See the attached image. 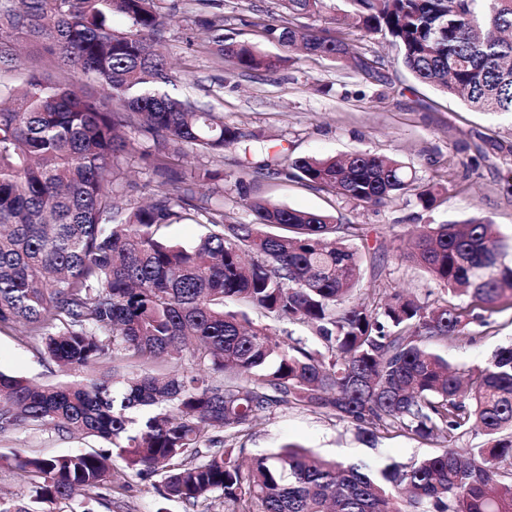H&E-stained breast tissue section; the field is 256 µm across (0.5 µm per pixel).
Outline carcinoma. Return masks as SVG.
<instances>
[{
	"label": "carcinoma",
	"mask_w": 512,
	"mask_h": 512,
	"mask_svg": "<svg viewBox=\"0 0 512 512\" xmlns=\"http://www.w3.org/2000/svg\"><path fill=\"white\" fill-rule=\"evenodd\" d=\"M340 19L397 48L419 82L474 112L512 116V0H347ZM290 17L318 14L323 0H282ZM125 19L116 30L114 17ZM224 18L203 20L214 54L238 69L275 68L282 57L224 40ZM167 22L157 0H0V68L23 71L0 85V331L59 365L106 359L136 366L176 361L180 373L120 375L37 385L0 371V434L29 427L94 437L107 447L0 460L31 477L30 495L0 498V512L113 486L112 455L163 477L164 498L193 507L215 497L225 512H512V345L460 375L433 348L470 338V325L512 308V243L487 218L426 225L403 257L444 287L428 305L398 292L353 304L361 256L346 236L359 228L333 215L257 199L254 219L224 223V208L195 203L194 185L224 170L169 178L170 156H217L249 137L210 108L171 96L158 50ZM269 39L336 60L346 43L311 29L270 24ZM57 62L51 80L27 64L17 39ZM92 80L102 94L91 96ZM134 127L153 141L141 161L162 181L149 201L114 194L115 160ZM261 168L327 185L366 205L436 199L405 163L366 152L302 157ZM183 221L208 232L186 247L161 234ZM460 296L468 303L455 302ZM306 326L280 343L242 308ZM295 405L355 424L365 434L460 439L411 464L378 472L284 443L245 464L235 439L257 419ZM228 436L199 460L209 431Z\"/></svg>",
	"instance_id": "obj_1"
}]
</instances>
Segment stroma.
I'll list each match as a JSON object with an SVG mask.
<instances>
[{"mask_svg": "<svg viewBox=\"0 0 512 512\" xmlns=\"http://www.w3.org/2000/svg\"><path fill=\"white\" fill-rule=\"evenodd\" d=\"M167 17L163 51L174 82L171 96H188L222 113L227 125L252 135L255 146L284 158L326 157L357 151L384 155L413 166L423 184L433 186L432 208L415 196L402 195L382 205H357L333 190L295 178L249 175L245 186L234 180L246 157L241 148L225 149L216 158L187 153L172 167L183 179L209 163L226 174L224 192L213 202L224 205L230 224L248 223L250 200L262 198L303 211L325 212L338 223L356 224L354 241L362 255V279L357 301L373 294L404 292L420 300L440 296L439 285L419 268L402 259L409 235L426 224L463 221L486 216L504 235L512 234V120L474 112L459 99L418 83L403 67L387 39L364 36L353 27L337 24L347 0H325L319 15L297 19L300 27L327 29L343 38L356 61H332L303 55L296 62L272 70L242 71L228 60H217L199 19L220 14L228 41H245L267 55L284 54L269 40L265 26L280 18L281 0H158ZM369 72H362L360 62ZM119 193L123 202H140L159 183L139 159H119ZM469 342H434V349L455 367L465 370L484 364L498 347L512 343V309L492 314L487 325L473 326ZM0 371L48 384H67L111 374V361L67 371L44 359L34 343L20 341L13 332L0 331ZM294 442L329 459L381 467L410 462L442 451V444L420 443L392 434L367 441L350 422L301 407H282L263 416L249 437L242 439L241 455L251 459ZM97 439H74L48 431L26 429L0 435V455L21 451L43 457L99 448ZM122 471V493L102 487L90 495L40 504V512H194L192 507L161 496V476Z\"/></svg>", "mask_w": 512, "mask_h": 512, "instance_id": "1", "label": "stroma"}]
</instances>
